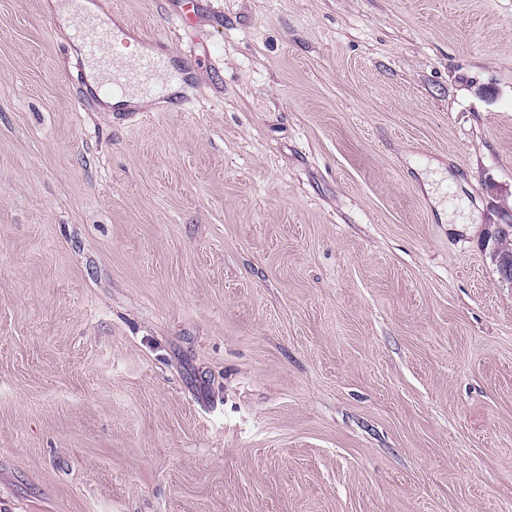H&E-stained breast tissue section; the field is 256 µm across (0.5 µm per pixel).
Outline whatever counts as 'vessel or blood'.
<instances>
[{
    "label": "vessel or blood",
    "instance_id": "vessel-or-blood-1",
    "mask_svg": "<svg viewBox=\"0 0 512 512\" xmlns=\"http://www.w3.org/2000/svg\"><path fill=\"white\" fill-rule=\"evenodd\" d=\"M76 31L84 43V62L88 68L105 73L106 79L98 83V94L107 96L136 89L143 94L164 97L161 85L169 66L165 51H154L139 55L128 68H118L112 63V45L116 39H128L127 30H116L100 15L76 9Z\"/></svg>",
    "mask_w": 512,
    "mask_h": 512
}]
</instances>
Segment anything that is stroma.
<instances>
[{"label":"stroma","mask_w":512,"mask_h":512,"mask_svg":"<svg viewBox=\"0 0 512 512\" xmlns=\"http://www.w3.org/2000/svg\"><path fill=\"white\" fill-rule=\"evenodd\" d=\"M0 0V512H512V0ZM70 1L74 4L77 35L84 43V62L87 68L106 74V80L97 84L98 94L107 96L136 89L163 98L165 86L153 81L163 79L168 71L169 58L164 47L139 55L131 67L116 68L111 58L113 41L121 37L127 43L130 30H115L99 14L85 12L82 0ZM494 230L490 231L487 240L492 241L490 256L496 265L498 273V283L502 286L506 285L512 288V256L503 255L501 252L512 254V232L510 235H501L498 239V246L496 241L500 232L508 230V224H493Z\"/></svg>","instance_id":"35a3bbf8"}]
</instances>
